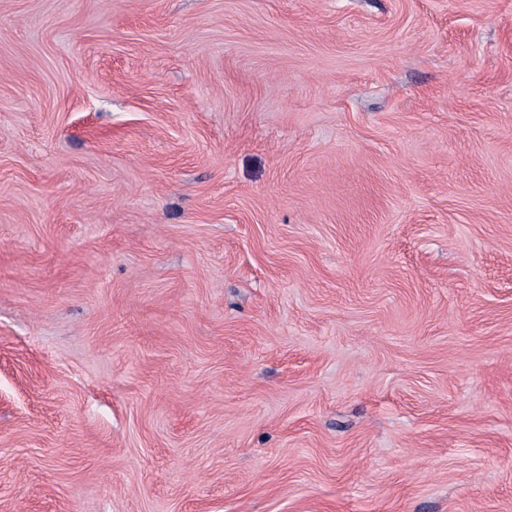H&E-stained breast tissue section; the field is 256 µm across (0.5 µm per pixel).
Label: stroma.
<instances>
[{"instance_id": "35a3bbf8", "label": "stroma", "mask_w": 512, "mask_h": 512, "mask_svg": "<svg viewBox=\"0 0 512 512\" xmlns=\"http://www.w3.org/2000/svg\"><path fill=\"white\" fill-rule=\"evenodd\" d=\"M0 512H512V0H0Z\"/></svg>"}]
</instances>
